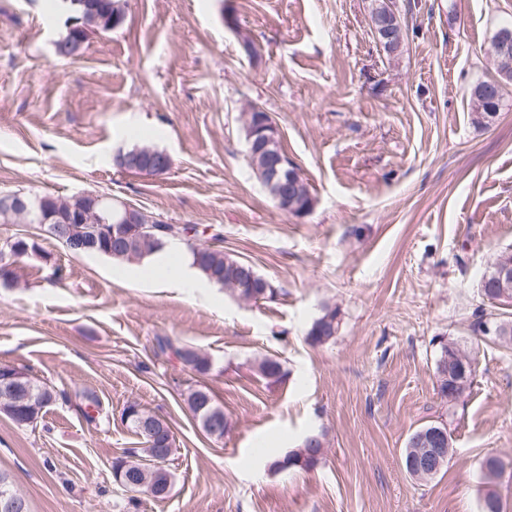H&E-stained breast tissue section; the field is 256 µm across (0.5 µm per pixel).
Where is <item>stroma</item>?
I'll list each match as a JSON object with an SVG mask.
<instances>
[{"mask_svg":"<svg viewBox=\"0 0 512 512\" xmlns=\"http://www.w3.org/2000/svg\"><path fill=\"white\" fill-rule=\"evenodd\" d=\"M408 27L399 55L379 51L369 0H127L123 25L67 60L64 0H0V196L97 192L172 224L220 235L225 251L276 288L245 302L217 285L191 293L143 274L145 262L75 255L39 224H1L38 256L0 282V367L57 394L36 424L0 412V473L30 512H121L112 461L142 440L136 402L175 435L167 498L135 512H480L481 462L500 458L512 512V344L475 334L480 280L512 247V85L489 125L470 89L496 77L495 32L512 0H394ZM237 29L224 25L225 13ZM262 49L239 50V34ZM264 108L316 199L296 218L254 177L241 115ZM167 152L161 176L122 175L114 154ZM337 308L333 341L305 336ZM167 336L206 354L201 375L166 355ZM476 372L455 405L436 391L440 340ZM279 359L277 383L255 359ZM204 387L224 410L223 438L186 403ZM94 392L104 417L76 404ZM447 423L454 455L427 481L402 464L410 435ZM310 470L269 459L311 433Z\"/></svg>","mask_w":512,"mask_h":512,"instance_id":"stroma-1","label":"stroma"}]
</instances>
